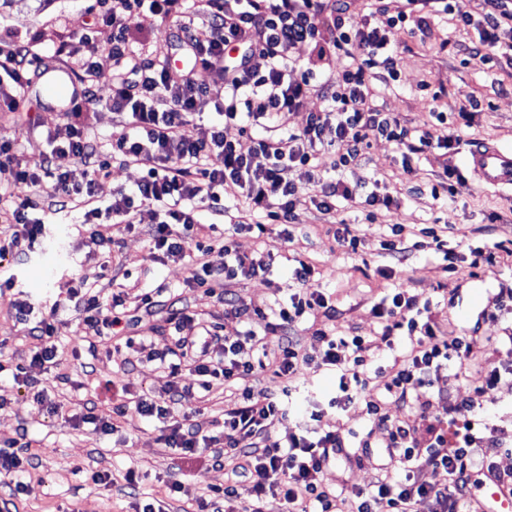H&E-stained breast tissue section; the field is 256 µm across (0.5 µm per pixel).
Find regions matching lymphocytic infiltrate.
<instances>
[{
    "label": "lymphocytic infiltrate",
    "mask_w": 512,
    "mask_h": 512,
    "mask_svg": "<svg viewBox=\"0 0 512 512\" xmlns=\"http://www.w3.org/2000/svg\"><path fill=\"white\" fill-rule=\"evenodd\" d=\"M482 2L483 12L476 17L465 0H402L398 5L393 0H373L375 11L387 17V26L381 29L366 18L351 22L344 0H204L208 23L203 28L183 21L187 0H106L96 23L82 29L76 41L60 43L57 51L82 56L80 80L84 89L73 107L77 114L99 104L94 91L100 77L96 53L107 50L119 67L107 104L120 126L112 139V153L142 168L135 188L117 190L110 203L99 204L95 185L108 177L111 163L95 140L74 122L65 123L64 135L48 136L45 149L24 163L12 156L10 140L0 138V182L36 190L44 180H51L58 205H81L83 223L100 244L118 245V233L133 228L139 207L146 203L156 206L160 215L149 247L155 260L186 259L183 237L204 229L199 207H206L213 220L223 221L222 236L198 245L195 259H188L186 286L207 289L223 300L225 314L245 318L251 325L243 337L235 339L205 331L194 362L202 389H210L213 381L219 380L239 393L238 400L224 410L223 453L236 459L239 476L252 482L255 496L240 504L238 512H264L263 495L269 489L280 491L287 512H340L344 502L335 490L322 484L320 474L331 457L347 455L350 439L323 429L319 411L299 422L285 440L270 437L271 428L287 419L288 400L310 369L335 370L338 394L328 405L337 414L365 404L374 423L388 433L386 448L393 472L374 486L353 490L347 502L349 512H422L429 502L441 512H469L465 489L473 469L495 466L498 457L512 455V445L486 418L463 421L450 439L436 424L421 431L404 422L389 421L382 414L381 404L388 399L408 407L411 413L426 415L432 405L426 388L433 374L449 362H463L475 347L470 336L452 344L438 335L430 303L420 302L407 289H394L374 308L382 324V342L393 345L398 331L407 333V348L394 360L381 385L369 381L362 337L336 336L320 328L315 332L321 344L317 352L301 351L291 341L282 346L275 366L284 384L259 400L252 398L247 384L256 367L263 364L246 348L247 343L257 340L255 325L275 334L310 316L332 317L335 307L330 295L309 288L315 269L303 261L292 271L298 291L272 311L249 308L232 290L240 281L265 277L271 268L263 255L239 253L236 235L253 230L252 214L256 211L274 224L293 223L305 200L290 174L312 165L319 152H332L333 167L338 171L358 161L371 138L380 136L402 148V164L407 167L413 156L428 149L448 150L459 143L461 129L473 122L471 112L460 110L447 135L437 137L430 130L408 127L379 112L372 105L369 86L374 79L395 81L401 75L398 51L388 29L428 30L424 10L434 3L453 14L458 27L477 30L479 41L473 53L493 56L505 50L512 52V0ZM144 11L176 19L177 43L195 56L189 71L179 73L158 62H133L127 19ZM104 28L109 31L105 38L100 35ZM355 41L363 46V57L343 64ZM319 42L326 43L333 59L342 63L325 80L312 68L298 67L290 57L296 44ZM231 47L237 55L224 67V89L213 94L208 79L210 60L225 55ZM256 54L265 59L264 69L251 66ZM314 92L321 94L326 108L310 113L301 131L279 135L277 126ZM209 106L216 111L215 120L195 123V116ZM265 123L273 124V131L252 139L247 147L224 134L231 126L243 130ZM189 124L195 125V136L184 134ZM62 153L76 159L75 169L56 170L54 158ZM228 195L244 197L248 210L229 214L224 205ZM307 201L329 213L342 201L375 208L390 206L393 198L361 192L336 174L318 179L317 189ZM41 208L36 193L12 207L0 208V217L13 226L9 240L0 242L1 260L32 247L43 234L45 224L38 216ZM214 251L223 254V264L209 261ZM68 294L83 315L88 335H113L126 316L122 295L105 298L78 284L71 285ZM0 299L7 301L16 319L28 327L30 363L55 366L58 338L54 313L35 314L31 303L16 297L9 279L0 281ZM503 374L502 368L488 365L468 398L449 399L448 412L478 404L497 405ZM134 406L141 415L163 423L166 447L184 456L195 454L200 442L198 430L176 420L170 405L142 396Z\"/></svg>",
    "instance_id": "f902f5d3"
}]
</instances>
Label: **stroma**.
I'll return each mask as SVG.
<instances>
[{
	"label": "stroma",
	"mask_w": 512,
	"mask_h": 512,
	"mask_svg": "<svg viewBox=\"0 0 512 512\" xmlns=\"http://www.w3.org/2000/svg\"><path fill=\"white\" fill-rule=\"evenodd\" d=\"M97 8V0H12L0 7V32L29 48L25 71L30 82L24 90V108L19 112L0 109V135L10 139L18 159L36 156L48 129L60 124L64 113L71 110L72 99L54 102L39 89L38 82L49 72L79 69V57L58 56L56 47L59 40L93 19ZM127 24L136 59L163 61L182 70L192 66L190 51L174 41L168 20L141 12L129 17ZM430 26L425 35H411L397 27L389 30L399 54L401 78L387 83L374 81L372 103L377 110L422 128L431 123L432 112L450 113L479 103L474 125L464 129L459 145L418 155L412 173L407 174L395 142L371 140L361 161L349 165L344 176L350 183H363L375 187L378 194L393 196V205L368 212L342 202L335 212L324 214L307 201L290 226L291 241L282 239L281 228L275 224L236 238L239 252H264L274 259L267 279L237 284L249 307L266 310L287 298L288 276L295 260H305L318 269V285L330 295L336 314L330 319H309L292 328L291 334L303 351L319 350L314 335L319 328L339 336H359L370 347L374 367L389 370L394 353L380 341L381 327L372 308L395 286L430 301L438 330L449 341L474 328L483 336L512 331V314L487 322L480 309L467 306L473 293H481L484 305L490 307L500 289H512V256L504 254L495 264L475 268L464 261L451 270L432 238L422 234L426 227L445 232L449 247L460 252L471 245L512 241V192L481 187L466 165L467 150L476 141L512 147V57L503 54L488 61L464 52L474 33L457 27L451 15L431 14ZM448 165L460 174L453 192L432 196L435 174ZM40 195L45 233L25 254L0 261V277L12 279L17 292L35 311L57 307L59 363L48 369L27 366L22 380L11 372H0V446L28 434L34 445L28 478L35 486L33 495L13 497L7 488L8 477L0 475V512H138L140 503L151 498L165 500L166 512H198L201 504L218 500L232 477L235 460L215 458L208 448L190 457L167 448L161 438V423L141 416L130 403L142 394L167 400L173 384H181L178 413L187 416L202 433L218 434L224 426L225 404L235 401L230 390L217 383L208 394H201L192 367H183L178 376H171L168 369L149 359L148 351L173 346L179 336L198 339L206 326L234 338L246 331L247 325L225 314L224 304L217 298L200 290L184 291L189 274L187 259L197 252L194 237L183 239L184 260L160 263L151 259L149 237L159 218L153 208L146 207L137 217L136 228L122 233L116 261L121 271L129 272L126 284L134 293L160 286L171 293L183 290V305L191 319L176 333L166 321V312L159 309L141 314L129 337H86L81 315L68 297V284L81 281L99 288L102 295H110L113 285L107 249L91 239L78 212L58 209L50 189H41ZM493 212L502 216L500 224L494 226L488 221ZM342 222L363 240L358 253L347 252L336 243L332 229ZM395 224L402 227L405 242L411 247L402 265L381 248L382 241L391 239ZM390 267L395 273L388 279L383 271ZM28 347L27 326L16 320L7 303L0 302V359L25 364ZM464 377L458 366H450L434 376L430 389L434 396L430 414L440 419L450 434L455 433L457 424L447 414L445 397L467 396ZM30 380L36 384L35 390L43 391L46 401L64 404V415L51 414L46 401L40 404L34 400L33 390L26 386ZM336 386L335 372L309 371L295 406L303 410L313 401L324 405V429L352 431L358 441L367 443V450L356 458L330 460L320 475L323 484L347 498L354 488L384 479L392 465L385 450L387 433L372 424L365 407L344 415L327 408ZM120 406L126 412L116 420V434L104 436L92 426L74 423L88 411L107 414ZM130 469L138 476L134 490L124 480ZM97 471L111 473V483L94 484L91 475ZM176 480L181 490L169 494L168 485Z\"/></svg>",
	"instance_id": "1"
}]
</instances>
